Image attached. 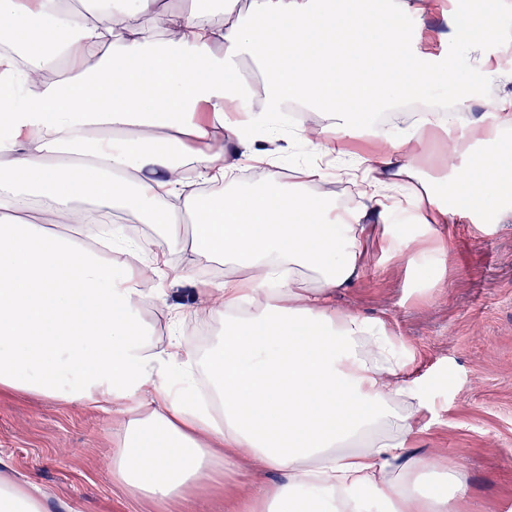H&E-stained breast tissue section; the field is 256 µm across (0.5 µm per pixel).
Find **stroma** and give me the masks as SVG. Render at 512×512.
<instances>
[{
  "label": "stroma",
  "instance_id": "obj_1",
  "mask_svg": "<svg viewBox=\"0 0 512 512\" xmlns=\"http://www.w3.org/2000/svg\"><path fill=\"white\" fill-rule=\"evenodd\" d=\"M405 25L419 32L418 51L447 63L448 76L430 95L465 98V123L449 139L468 135L512 102V0L497 17L496 37L456 34L464 0H389ZM489 69L474 66L477 58ZM394 238L421 244L400 258L379 241L368 244L366 270L336 294V306L386 320L413 360L411 378L422 403L414 446L455 467L466 487L462 512H512V214L474 224H394ZM184 318V336L224 320L197 300L196 282L168 285L164 306L143 312L155 339L167 336L169 316ZM125 414L81 409L23 393L0 394V465L33 482L46 512H235L257 486L279 481L256 473L245 452L217 467L179 499L155 502L112 479V456Z\"/></svg>",
  "mask_w": 512,
  "mask_h": 512
}]
</instances>
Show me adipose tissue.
<instances>
[{
    "label": "adipose tissue",
    "mask_w": 512,
    "mask_h": 512,
    "mask_svg": "<svg viewBox=\"0 0 512 512\" xmlns=\"http://www.w3.org/2000/svg\"><path fill=\"white\" fill-rule=\"evenodd\" d=\"M221 4L216 24L163 0H90L85 12L0 0V75L21 60L50 74L23 96L0 92V391L132 405L112 478L150 499L182 497L218 450L246 448L282 479L239 512H457L465 490L453 470L412 446L420 401L397 336L332 298L363 274L367 241L387 235L398 206L416 224L512 210V141L501 135L512 114L473 127L487 152L449 145L435 174L418 153L458 113L425 110L398 135L373 128L390 149L337 158L334 178L358 187L341 207L308 192L326 176L317 165L293 185L237 188L238 166L268 155L247 130L284 104L319 96L349 136L447 72L417 51L400 13L365 0H252L249 21L237 0ZM253 72L262 108L236 111ZM186 165L225 192L186 191ZM447 178L453 205L434 188ZM115 208L158 238L110 223ZM103 234L113 255L93 246ZM187 250L224 266L223 281L198 290L224 315L203 354L183 344L179 319L162 346L140 318L168 281L191 276L170 260ZM0 512L45 506L36 486L0 472Z\"/></svg>",
    "instance_id": "1"
}]
</instances>
